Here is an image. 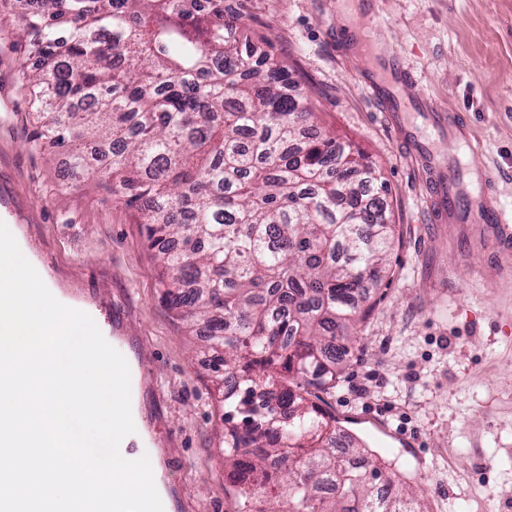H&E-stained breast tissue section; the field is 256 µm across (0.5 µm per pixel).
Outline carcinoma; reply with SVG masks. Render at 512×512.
<instances>
[{
  "label": "carcinoma",
  "instance_id": "cac0c4a2",
  "mask_svg": "<svg viewBox=\"0 0 512 512\" xmlns=\"http://www.w3.org/2000/svg\"><path fill=\"white\" fill-rule=\"evenodd\" d=\"M26 2L0 22L38 55L37 139L75 180L100 173L99 151L115 200L142 212L166 300L205 327L224 373V471L243 512H423L306 397L336 387L386 273L377 166L306 135L288 69L224 0Z\"/></svg>",
  "mask_w": 512,
  "mask_h": 512
}]
</instances>
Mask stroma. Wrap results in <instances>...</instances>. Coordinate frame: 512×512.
Returning <instances> with one entry per match:
<instances>
[{"mask_svg":"<svg viewBox=\"0 0 512 512\" xmlns=\"http://www.w3.org/2000/svg\"><path fill=\"white\" fill-rule=\"evenodd\" d=\"M224 0L253 42L269 44L307 98L314 133L381 171L396 229L387 276L370 290L363 337L342 377L309 399L334 414L414 487L425 512H512V284L500 283L487 229L437 222L426 174L371 95L360 17L382 22L383 61L412 72L401 93L456 113L512 213V0ZM0 27V190L22 244L73 302L115 309L145 380L150 430L170 512H235L224 477L222 384L205 337L162 297L160 260L112 176L65 177L35 144L28 73L35 54Z\"/></svg>","mask_w":512,"mask_h":512,"instance_id":"stroma-1","label":"stroma"}]
</instances>
